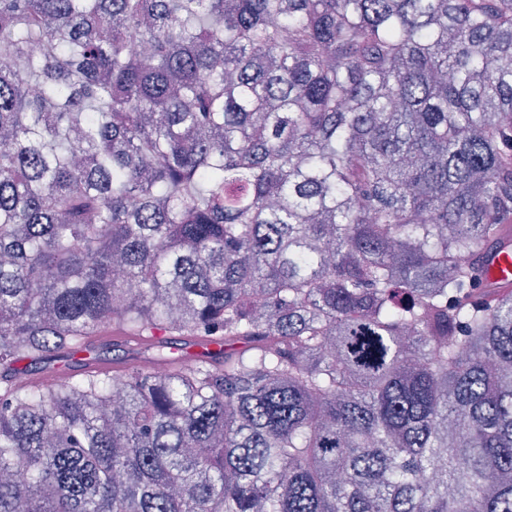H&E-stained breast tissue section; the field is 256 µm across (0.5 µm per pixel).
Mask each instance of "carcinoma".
<instances>
[{
    "mask_svg": "<svg viewBox=\"0 0 512 512\" xmlns=\"http://www.w3.org/2000/svg\"><path fill=\"white\" fill-rule=\"evenodd\" d=\"M505 224L512 0H0V512H512ZM478 262L485 269L481 283L484 292L493 296L512 290V229L503 226L496 243L484 251ZM186 344L188 353L198 357H221L224 352V344L210 336H196L187 339ZM102 346L100 348L99 357L112 362L113 364H123V362H131L133 355L124 345H120L119 343L111 342H102L100 343ZM82 358L86 362L87 369L90 370H109L112 371V365L102 363L100 358L98 357L97 350L95 345H90L88 347L83 348L78 352Z\"/></svg>",
    "mask_w": 512,
    "mask_h": 512,
    "instance_id": "cac0c4a2",
    "label": "carcinoma"
}]
</instances>
